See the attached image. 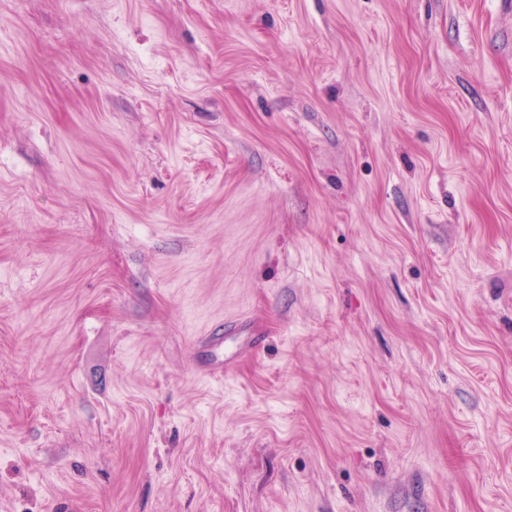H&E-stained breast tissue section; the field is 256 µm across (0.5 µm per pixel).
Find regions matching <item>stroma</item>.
Returning a JSON list of instances; mask_svg holds the SVG:
<instances>
[{
	"label": "stroma",
	"mask_w": 512,
	"mask_h": 512,
	"mask_svg": "<svg viewBox=\"0 0 512 512\" xmlns=\"http://www.w3.org/2000/svg\"><path fill=\"white\" fill-rule=\"evenodd\" d=\"M0 512H512V0H0Z\"/></svg>",
	"instance_id": "35a3bbf8"
}]
</instances>
